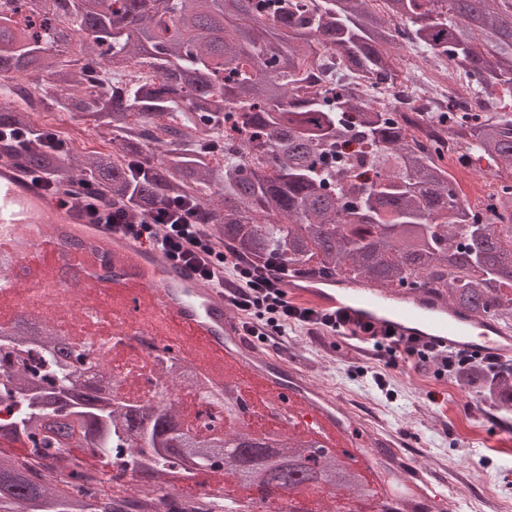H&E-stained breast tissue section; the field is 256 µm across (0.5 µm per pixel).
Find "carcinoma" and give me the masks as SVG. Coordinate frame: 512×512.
Here are the masks:
<instances>
[{
	"instance_id": "1",
	"label": "carcinoma",
	"mask_w": 512,
	"mask_h": 512,
	"mask_svg": "<svg viewBox=\"0 0 512 512\" xmlns=\"http://www.w3.org/2000/svg\"><path fill=\"white\" fill-rule=\"evenodd\" d=\"M21 18L0 11V76H33L3 87L0 128L35 125L29 113L55 108L108 137L103 150L45 148L15 153L60 185L95 182L112 199L149 209L193 202L219 244L293 276L306 270L338 282L424 288L477 320L512 328V184L491 216L470 210L435 154L411 128L430 127L512 175V111L487 106L512 93V0H19ZM411 44L448 59L481 111L448 95L445 110L400 121L401 105L380 111L347 83L323 90L301 72L319 58L327 70L365 74L372 88L404 81L398 50ZM138 68L144 80L93 84L89 67ZM354 137L371 146L345 152ZM224 144L222 159L205 143ZM122 156L125 164L115 162ZM182 398L196 383L175 368ZM82 346L48 321L0 324V512H115L90 484L120 462L158 487L215 471L265 502L280 491L324 489L370 495L363 474L334 454L311 463L309 441L286 443L224 411L223 435L202 427L180 402L160 406L84 379ZM459 384L512 406V373L468 368Z\"/></svg>"
}]
</instances>
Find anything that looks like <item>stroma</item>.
Masks as SVG:
<instances>
[{"label": "stroma", "instance_id": "35a3bbf8", "mask_svg": "<svg viewBox=\"0 0 512 512\" xmlns=\"http://www.w3.org/2000/svg\"><path fill=\"white\" fill-rule=\"evenodd\" d=\"M32 121L53 127L80 150L103 147L104 139L78 120L56 111H37ZM457 187L468 203L500 192L512 176L494 173L487 161L460 153ZM280 355L301 366L310 381L339 396L356 418L386 421L406 441L405 455L415 464L447 475L460 512H498L512 503V454L485 448L483 435L512 438V407L480 403L474 392L441 373L436 361L396 369L379 361L349 356L333 337L310 336L305 327L289 330L278 345Z\"/></svg>", "mask_w": 512, "mask_h": 512}]
</instances>
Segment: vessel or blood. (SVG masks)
Returning <instances> with one entry per match:
<instances>
[{
    "label": "vessel or blood",
    "mask_w": 512,
    "mask_h": 512,
    "mask_svg": "<svg viewBox=\"0 0 512 512\" xmlns=\"http://www.w3.org/2000/svg\"><path fill=\"white\" fill-rule=\"evenodd\" d=\"M25 242L34 250L50 246L58 265L82 253L90 255L85 268L97 272L100 290L112 293L135 286L133 303L167 346L169 357L189 360L193 343H200L213 361L199 365V372L231 389L241 408H248L252 386L260 384L270 415L288 426L303 417L323 447L337 448L362 470H379V488L369 498L371 512H457L446 481L408 461L400 439L384 430L364 429L335 396L246 336L221 289L191 268L160 258L140 241L48 202L26 173L0 172V248L17 251ZM40 275L35 266L10 267L0 274V295L14 294ZM280 286L287 296L309 295L318 308L342 310L350 321L422 345L465 350L479 359L512 355L511 330L488 319L455 314L446 298L421 290L361 287L348 301L332 279L301 283L286 277Z\"/></svg>",
    "instance_id": "1"
}]
</instances>
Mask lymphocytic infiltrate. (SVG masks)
<instances>
[{"label":"lymphocytic infiltrate","mask_w":512,"mask_h":512,"mask_svg":"<svg viewBox=\"0 0 512 512\" xmlns=\"http://www.w3.org/2000/svg\"><path fill=\"white\" fill-rule=\"evenodd\" d=\"M65 202L89 217L91 223L111 225L166 258L191 266L204 278L220 283L225 275H232L236 287L229 302L243 315L246 333L260 341L287 335L289 327L303 325L313 332L347 336L371 345L378 358L391 368L414 359L425 362L434 357L439 359L444 371L452 373L473 362L472 356L464 351L437 352L370 324L348 328V318L339 310L316 311L298 306L280 288L276 267H253L234 261L226 248L218 245L202 225L196 224L189 204L155 207L141 212L138 221L133 222L126 208H113L111 201L101 198L87 184L72 188Z\"/></svg>","instance_id":"f902f5d3"}]
</instances>
